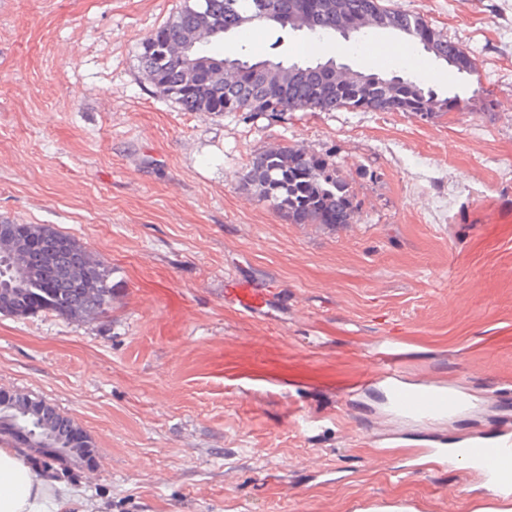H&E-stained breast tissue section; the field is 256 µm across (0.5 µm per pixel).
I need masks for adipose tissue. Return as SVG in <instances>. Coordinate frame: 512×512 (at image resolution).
Here are the masks:
<instances>
[{
    "label": "adipose tissue",
    "instance_id": "adipose-tissue-1",
    "mask_svg": "<svg viewBox=\"0 0 512 512\" xmlns=\"http://www.w3.org/2000/svg\"><path fill=\"white\" fill-rule=\"evenodd\" d=\"M64 501L59 484L32 471L16 449L0 448V512H49Z\"/></svg>",
    "mask_w": 512,
    "mask_h": 512
}]
</instances>
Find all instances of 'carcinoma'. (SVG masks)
Instances as JSON below:
<instances>
[{"label":"carcinoma","instance_id":"obj_1","mask_svg":"<svg viewBox=\"0 0 512 512\" xmlns=\"http://www.w3.org/2000/svg\"><path fill=\"white\" fill-rule=\"evenodd\" d=\"M279 15L282 28L320 37L349 26L361 14L376 15L384 26L418 44L434 43L437 60L453 57L458 72L470 75L474 59L420 18L394 11L383 0H183L180 8L141 44L140 63L156 91L186 112L222 116L246 112L252 117H281L287 112H329L340 108L411 112L433 119L468 103L457 97L440 99L423 83L393 74L387 90L368 76L353 72L345 83L326 70L328 63L307 61L249 63L236 60V80L224 81V63L204 54V47L231 32L267 23L266 11ZM248 184L258 200L284 213L293 224H349L354 206L348 183L330 160L290 147L257 153L249 160ZM9 231L0 233V313L28 316L39 312L63 318H94L112 309V286L101 263L74 238L48 224H15L1 219ZM49 241L59 262L74 268V279L58 277V265L37 255L32 245ZM10 415L35 431L33 447L41 449L43 465L67 471L68 461L54 453L67 443L56 436L57 425L39 417L41 400H17Z\"/></svg>","mask_w":512,"mask_h":512}]
</instances>
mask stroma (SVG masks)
Wrapping results in <instances>:
<instances>
[{
    "label": "stroma",
    "instance_id": "1",
    "mask_svg": "<svg viewBox=\"0 0 512 512\" xmlns=\"http://www.w3.org/2000/svg\"><path fill=\"white\" fill-rule=\"evenodd\" d=\"M181 2L0 0V219L74 237L112 287L99 318L0 313V390L50 403L98 452L70 467L69 512H486L477 484L407 465L512 425V0H385L476 61L464 77L427 58L428 87L470 102L428 121L183 111L139 59ZM309 42L263 24L216 52L302 63ZM405 49L423 53L378 31L317 55L403 75L379 55ZM281 146L335 163L350 224H292L258 201L248 162ZM386 338L409 377L460 385L468 409L418 422L350 393Z\"/></svg>",
    "mask_w": 512,
    "mask_h": 512
}]
</instances>
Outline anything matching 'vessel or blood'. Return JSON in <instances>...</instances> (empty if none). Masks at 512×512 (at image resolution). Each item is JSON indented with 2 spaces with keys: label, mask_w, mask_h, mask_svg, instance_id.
Listing matches in <instances>:
<instances>
[{
  "label": "vessel or blood",
  "mask_w": 512,
  "mask_h": 512,
  "mask_svg": "<svg viewBox=\"0 0 512 512\" xmlns=\"http://www.w3.org/2000/svg\"><path fill=\"white\" fill-rule=\"evenodd\" d=\"M359 389L382 390L392 411L411 420H435L462 411L466 398L462 392L432 382H408L396 355L379 351L358 384ZM421 469L445 470L463 466L465 474L491 487L498 501L512 502V427L503 426L495 434L475 432L461 437L458 447L423 449Z\"/></svg>",
  "instance_id": "vessel-or-blood-1"
}]
</instances>
